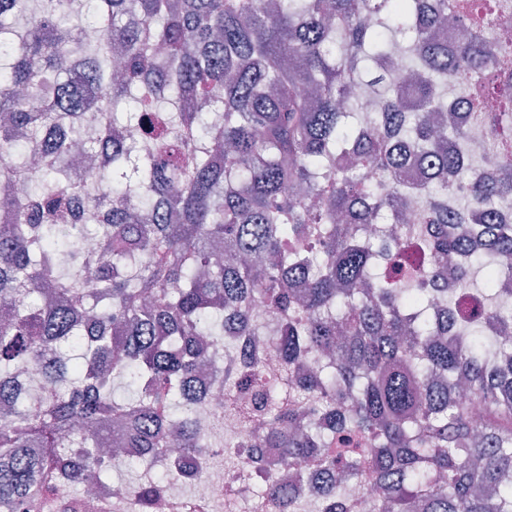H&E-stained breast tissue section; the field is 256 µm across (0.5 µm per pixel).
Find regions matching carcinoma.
Wrapping results in <instances>:
<instances>
[{
	"label": "carcinoma",
	"mask_w": 512,
	"mask_h": 512,
	"mask_svg": "<svg viewBox=\"0 0 512 512\" xmlns=\"http://www.w3.org/2000/svg\"><path fill=\"white\" fill-rule=\"evenodd\" d=\"M494 16L512 26L494 0H0V512L57 502L64 475L74 490L111 482V439L141 449L138 463L174 435L183 461L205 458L192 382L207 347L238 351L229 337L251 335L257 305L284 325L280 366L249 356L240 373L231 359L224 388L269 391L260 427L238 413V447L277 448L295 470L263 483L258 512H347L346 475L366 470L383 490L376 512H512V304L492 306L512 298L498 209L512 128L482 111L512 45L484 32ZM450 17L464 36L444 43ZM438 78L471 111L444 102ZM379 80L367 118L349 90ZM85 106L101 123L83 148L104 153V172L66 165ZM475 123L492 161L466 169ZM409 156L425 182L403 176ZM353 159L385 181L367 184ZM92 179L103 189L83 209ZM414 205L440 226L416 270L400 244ZM359 224L376 234L344 230ZM75 231L98 247L60 248ZM448 263L464 288L482 277L481 313L427 287ZM29 371L37 393L18 382ZM118 379L137 396L116 400ZM308 461L324 486L304 499ZM163 483L130 488L147 509Z\"/></svg>",
	"instance_id": "1"
}]
</instances>
